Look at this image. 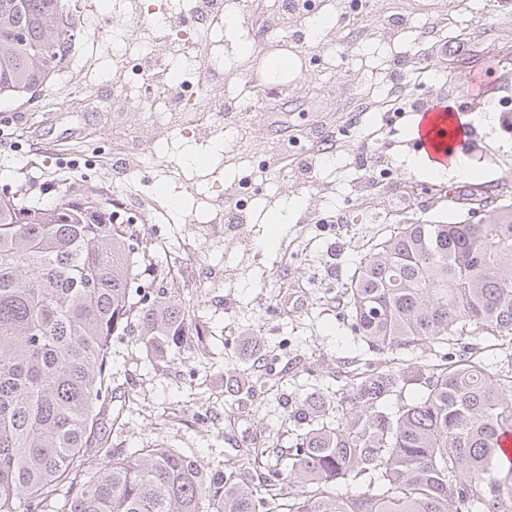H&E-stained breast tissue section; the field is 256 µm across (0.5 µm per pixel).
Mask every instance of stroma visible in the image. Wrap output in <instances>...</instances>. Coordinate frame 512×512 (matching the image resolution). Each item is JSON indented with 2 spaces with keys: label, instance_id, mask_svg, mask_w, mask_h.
Returning <instances> with one entry per match:
<instances>
[{
  "label": "stroma",
  "instance_id": "stroma-1",
  "mask_svg": "<svg viewBox=\"0 0 512 512\" xmlns=\"http://www.w3.org/2000/svg\"><path fill=\"white\" fill-rule=\"evenodd\" d=\"M80 2L67 0L81 29L74 63L43 90L0 100V194L23 186L52 203L89 189L110 202L152 259L139 268L142 286L174 276L202 332L165 352L133 334L113 338L118 423L108 443L175 448L214 467L255 438L293 447L289 416L311 389L330 395L346 371L389 363L347 323L343 290L360 257L396 225L465 220L448 200L457 184L489 196L512 187V130L498 108L512 93L489 79L465 99L459 83L491 57L512 70V0H368L354 21L345 0H326L333 20L318 35L276 0H218L225 23L194 30L190 59L172 56L141 14L156 6L158 23L179 30L198 0H98L94 11ZM462 28L470 49L450 53ZM325 43L335 51L325 75L269 66ZM122 48L155 74L195 71L197 111L145 125L144 105L124 92ZM422 48L430 56L419 94L466 115L472 139L462 154L477 179L414 171L416 113L382 109L395 61ZM243 94L255 107L226 128L214 105ZM309 125L336 147L301 169L310 141L288 142L281 130ZM201 155L210 167L195 164ZM295 199L302 205L287 223L270 224L271 209ZM233 378L255 386V397L234 401Z\"/></svg>",
  "mask_w": 512,
  "mask_h": 512
}]
</instances>
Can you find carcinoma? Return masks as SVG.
<instances>
[{
	"label": "carcinoma",
	"mask_w": 512,
	"mask_h": 512,
	"mask_svg": "<svg viewBox=\"0 0 512 512\" xmlns=\"http://www.w3.org/2000/svg\"><path fill=\"white\" fill-rule=\"evenodd\" d=\"M79 37L64 0H0V99L45 86ZM496 198L494 221L394 227L345 288L368 348L431 361L363 371L332 399L315 389L295 449L254 440L213 468L106 445L112 337L157 350L199 335L173 281L133 297L146 252L130 225L84 191L0 196V512H512L497 445L512 369L470 343L512 338V190Z\"/></svg>",
	"instance_id": "1"
}]
</instances>
